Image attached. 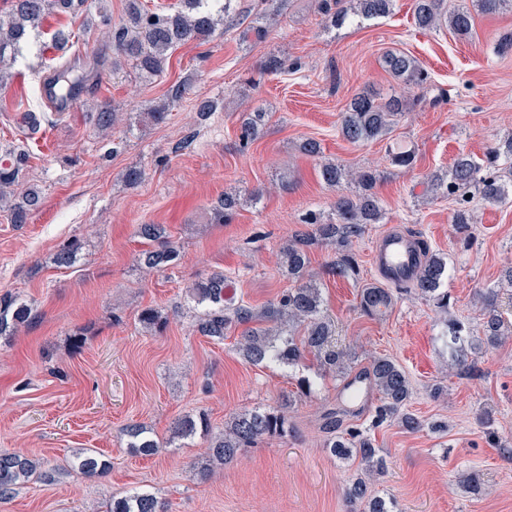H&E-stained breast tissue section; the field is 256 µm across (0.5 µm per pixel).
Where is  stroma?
Instances as JSON below:
<instances>
[{"mask_svg": "<svg viewBox=\"0 0 512 512\" xmlns=\"http://www.w3.org/2000/svg\"><path fill=\"white\" fill-rule=\"evenodd\" d=\"M413 4L396 0L388 17L329 30L317 0H287L263 42L242 40L240 28L224 26L210 41L177 47L153 82L127 68L92 71L95 100L121 109L117 129L106 135L94 127L89 106L59 114L40 92L50 69L72 56L90 66L103 44L97 0H85L75 14H50L21 55L0 64L10 74L0 90V150L24 146L29 160L20 180L43 198L28 223L0 213V297L21 298L38 315L33 326L0 338V448L57 472L53 482H29L0 501V512H103L106 501L134 493L154 495L167 512H365L364 504L344 497L363 476L372 492L393 500L394 512H512V458L501 453L512 448V341L469 352L479 369L469 377L449 370L440 339L452 319L478 328L477 290L496 286L512 263V202L477 203L464 246L452 230L451 199L426 191L427 175L447 172L459 152L484 157L512 132V54L495 50L500 36L512 32V12L475 13L473 36L462 41L445 27L419 29ZM58 30L76 34L77 48L56 49ZM389 51L414 56L427 72V102L398 117L389 140L351 144L340 119L355 94L404 92L381 66ZM273 54L286 69L262 73L261 63ZM186 77L193 80L190 95L164 123L150 122L148 109ZM199 97L217 100L218 111L200 118ZM256 111L265 115L262 131L240 150L239 117ZM28 112L47 120L25 130ZM309 139L320 142L321 156L301 152ZM392 145L414 151L412 170L390 165ZM328 160L376 169L385 210L383 222L367 225L351 245L355 276L328 273L330 247L311 250L309 272L337 342L351 349L357 368L376 356L396 359L416 389L411 411L447 423L448 431L375 425L376 404L365 403L344 419L345 426L370 430L383 451L385 470L365 476L359 461L338 460L324 446L323 415L341 402L342 383L331 379L315 397L294 402L287 437L259 441L199 480L192 467L205 459L208 443L198 436L180 448L170 445L175 423L204 411L223 428L236 412L277 406L295 393L296 381L288 371L244 362L235 337L219 343L200 335L186 289L220 270L225 305L258 310L291 288L279 250L307 211L329 212L336 193L318 173ZM135 165L145 176L132 187L122 174ZM233 190L261 197L231 223H215L213 206ZM141 224L166 226L182 255L176 267L149 273L137 264ZM390 231L420 236L446 257L447 311L404 294L385 315L360 312L359 289L381 279L372 247ZM71 239L81 244L77 262L56 267L54 253ZM146 308L166 317L162 333L141 328L138 315ZM436 384L445 388L437 399L429 395ZM481 403L497 410L501 448L487 443L475 418ZM132 423L152 429L161 443L156 454L130 452L123 430ZM83 448L110 459L111 471L91 478L68 471ZM464 470L480 475V495L460 486Z\"/></svg>", "mask_w": 512, "mask_h": 512, "instance_id": "35a3bbf8", "label": "stroma"}]
</instances>
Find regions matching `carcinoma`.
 <instances>
[{
  "label": "carcinoma",
  "mask_w": 512,
  "mask_h": 512,
  "mask_svg": "<svg viewBox=\"0 0 512 512\" xmlns=\"http://www.w3.org/2000/svg\"><path fill=\"white\" fill-rule=\"evenodd\" d=\"M185 10L174 13H159L146 8L140 0H128L129 24L110 28L108 18H103L105 35L110 42L114 58L109 60L111 69L116 70L125 60L132 64L137 74L150 78L163 74L175 47L189 40L205 42L212 37L219 25H239L244 20L243 12L237 8L238 0H183ZM483 14H496L512 10V0H475L473 7L463 4L453 11L445 9L444 0H415L414 18L416 25L424 30H434L443 23L461 38L472 36L474 17L472 9ZM74 9V0H13L8 16L0 15V62L6 55L19 53L20 44L28 32L42 25L52 11L67 12ZM394 0H319V10L324 15L326 26L340 28L354 18L371 20L383 18L392 13ZM269 35L266 16L263 13L249 22L242 33L243 40L254 38L263 41ZM383 69L393 78L409 88L422 89L427 83V73L417 60L403 52L390 51L382 60ZM53 80L67 99L80 100L81 94L89 92L86 76L68 61L55 67ZM192 79L187 77L171 84L165 94V103L149 112L150 119L160 124L165 122L169 106L182 100L190 90ZM425 102L417 95L413 98L392 96L380 102L371 93L353 97L347 112L343 113L341 134L351 144L385 139L391 132L394 118ZM265 113L250 112L240 119L237 133L239 148L248 149L258 138ZM117 106L103 102L95 107V123L100 131H108L117 123ZM391 165L400 169H411L415 162L414 152L399 149L389 153ZM28 162L27 152L16 147L7 150L0 159V207L10 213L11 223L26 224L29 217L40 209L42 196L32 189L17 199L7 198L9 189L16 183L19 174ZM321 181L337 191L331 213L323 218L315 213L308 214L303 223L305 228L295 232L291 240L280 248V266L288 278L297 286L284 291L279 299L264 310L257 312L247 305L234 308L224 307V272L214 271L207 277L187 287V297L194 302L192 319L197 331L219 343L224 341L226 332L234 325L242 327L237 342V353L254 366L294 368L307 357H312L325 371L346 379L352 372L350 354L336 348L335 325L331 322L324 305L320 286L308 273L310 250L315 245L339 247L329 271L339 277L356 274L357 262L350 250L352 238L360 236L367 225L380 224L384 211L375 191L380 175L371 168L351 171L335 163L325 162L320 166ZM355 185V190H345V185ZM434 189H443L455 197L452 224L455 231L463 233L473 223L469 208L471 196H478L492 204L512 202V135L491 146L483 163H478L468 154L460 153L454 159L448 172L430 176ZM258 194L247 197L238 194H224L214 206V221L218 224L230 222L244 203L254 202ZM137 236L146 241L149 248L138 254L141 266L149 271H164L180 259V250L167 236L162 224H140ZM423 255L416 275L406 283H396L399 290L415 291V294L434 302L437 308H448V291L442 289L447 274V261L430 253L425 241H420ZM80 251V242L71 240L62 244L54 256L55 264L63 267L74 265ZM482 323L477 332H472L459 323L448 325L446 346L448 367L458 370H474L468 362L465 344L471 336H477L480 347L496 349L512 337L509 328L498 310L497 290L481 288ZM359 309L370 317L381 316L395 303L393 289L379 284H368L360 290ZM36 314L33 307L16 297L0 298V337L12 336L19 328L33 322ZM272 322L264 327L262 323ZM139 322L149 329L162 330L166 327L163 316L155 309L148 308L139 314ZM355 379L368 384L379 395L380 405L376 408V424L397 419L402 428L414 433L425 427L436 432H445L448 427L438 423H424L408 410L412 387L406 371L394 360L377 356L370 360ZM293 399L278 407L243 410L231 416L224 423V430L214 431L208 416L202 412L186 415L178 421L172 438L188 439L202 435L209 441V455L197 467L200 479L208 477L212 467L222 465L242 451L250 448L261 438L288 436V408ZM494 408L484 404L478 409L477 419L484 429L486 438L496 443L497 435L492 430ZM349 412L345 407L331 409L326 414V429L331 437L326 441L329 452L340 460L359 459L369 471H380L385 467L381 449L375 440L362 431L352 428L341 431L342 415ZM127 447L138 455L151 456L159 448L158 440L140 424H131L124 429ZM69 467L88 477H102L111 469V462L91 452L75 454ZM51 478V473L41 469V462L19 451L0 448V500L11 498L16 491L33 478ZM346 497L356 503H365L367 512H392L386 500L369 493L362 479L346 489ZM106 512H165L164 505L151 494L135 493L114 497L107 504Z\"/></svg>",
  "instance_id": "cac0c4a2"
}]
</instances>
